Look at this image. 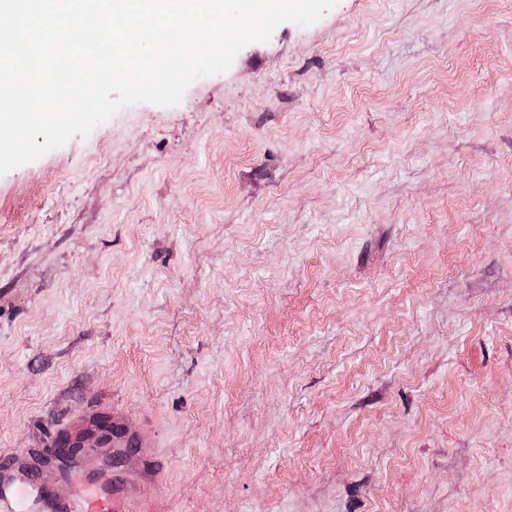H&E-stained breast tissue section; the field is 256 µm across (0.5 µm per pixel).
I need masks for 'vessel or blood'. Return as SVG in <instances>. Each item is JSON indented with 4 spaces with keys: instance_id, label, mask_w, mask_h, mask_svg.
<instances>
[{
    "instance_id": "vessel-or-blood-1",
    "label": "vessel or blood",
    "mask_w": 512,
    "mask_h": 512,
    "mask_svg": "<svg viewBox=\"0 0 512 512\" xmlns=\"http://www.w3.org/2000/svg\"><path fill=\"white\" fill-rule=\"evenodd\" d=\"M139 492V482L127 475L104 473L90 482L75 465L42 485L28 457L0 454V512H133Z\"/></svg>"
}]
</instances>
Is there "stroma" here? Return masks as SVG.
<instances>
[{
    "label": "stroma",
    "mask_w": 512,
    "mask_h": 512,
    "mask_svg": "<svg viewBox=\"0 0 512 512\" xmlns=\"http://www.w3.org/2000/svg\"><path fill=\"white\" fill-rule=\"evenodd\" d=\"M60 428L138 512H512V0H339L0 175V453Z\"/></svg>",
    "instance_id": "stroma-1"
}]
</instances>
